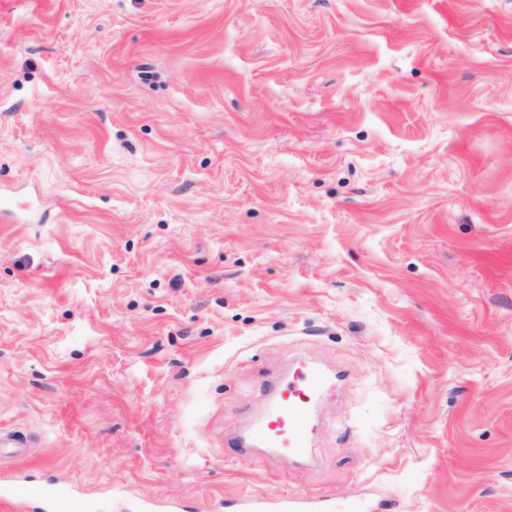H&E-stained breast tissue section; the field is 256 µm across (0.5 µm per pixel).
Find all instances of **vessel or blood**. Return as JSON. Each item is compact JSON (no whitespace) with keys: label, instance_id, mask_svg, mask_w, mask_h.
Wrapping results in <instances>:
<instances>
[{"label":"vessel or blood","instance_id":"vessel-or-blood-1","mask_svg":"<svg viewBox=\"0 0 512 512\" xmlns=\"http://www.w3.org/2000/svg\"><path fill=\"white\" fill-rule=\"evenodd\" d=\"M338 380V374L315 362L298 361L287 377L270 383L266 408L236 438L235 448L244 454L262 447L279 457L305 461L319 427L315 406ZM35 495V500H27L20 487L0 480V512H32L35 504L46 505L62 497L69 512H80V501L68 496L63 487H42ZM224 506L229 512H336V500L327 493L272 500L239 497L225 501Z\"/></svg>","mask_w":512,"mask_h":512}]
</instances>
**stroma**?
<instances>
[{
	"instance_id": "35a3bbf8",
	"label": "stroma",
	"mask_w": 512,
	"mask_h": 512,
	"mask_svg": "<svg viewBox=\"0 0 512 512\" xmlns=\"http://www.w3.org/2000/svg\"><path fill=\"white\" fill-rule=\"evenodd\" d=\"M299 357L310 463L236 456ZM1 434L83 512H512V0H0ZM224 509L231 512H335L336 500L330 494L312 496H283L262 500L253 497H237L224 501Z\"/></svg>"
}]
</instances>
